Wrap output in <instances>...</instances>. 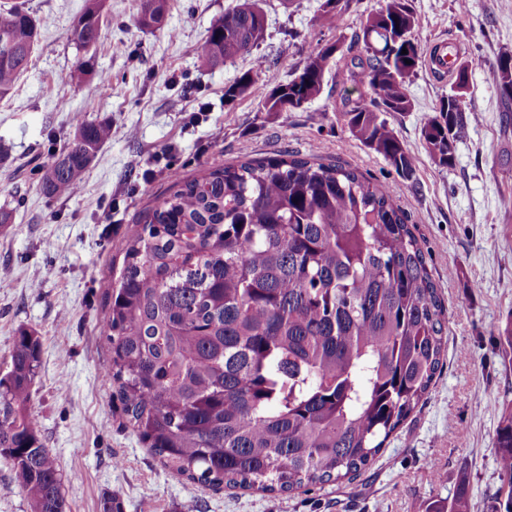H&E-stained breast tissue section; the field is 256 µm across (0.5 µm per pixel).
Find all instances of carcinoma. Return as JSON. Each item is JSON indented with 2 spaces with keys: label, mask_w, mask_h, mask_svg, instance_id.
Returning a JSON list of instances; mask_svg holds the SVG:
<instances>
[{
  "label": "carcinoma",
  "mask_w": 512,
  "mask_h": 512,
  "mask_svg": "<svg viewBox=\"0 0 512 512\" xmlns=\"http://www.w3.org/2000/svg\"><path fill=\"white\" fill-rule=\"evenodd\" d=\"M168 0H141L139 24L163 28ZM103 5L89 0L71 31L79 49L105 37ZM409 0H383L362 28L370 97L344 113L352 137L406 180L414 157L385 118L412 110L408 82L421 56ZM265 32L259 0H241L207 32L202 68L233 61ZM38 26L0 4V96L27 69ZM407 53H402V50ZM331 48L277 84L261 111L297 109L322 92ZM410 63H405V60ZM512 53L492 78L512 83ZM243 75L224 92L250 88ZM451 93L423 125L431 159L447 166L467 125ZM67 148L41 177L48 197L78 193L112 135L74 118ZM109 292L105 378L140 438L181 480L273 493L351 482L426 399L448 351L446 310L425 255L392 191L357 169L280 154L171 177L145 208ZM40 338L16 336L0 376V458L32 512H65L62 476L28 410ZM492 512H512V401L500 404ZM468 480L429 512H471Z\"/></svg>",
  "instance_id": "carcinoma-1"
}]
</instances>
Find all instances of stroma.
<instances>
[{"mask_svg": "<svg viewBox=\"0 0 512 512\" xmlns=\"http://www.w3.org/2000/svg\"><path fill=\"white\" fill-rule=\"evenodd\" d=\"M39 41L27 72L0 98V376L15 336H39L30 409L63 476L66 512H427L469 481L473 512H489L498 486L492 439L498 405L512 400V366L498 336L512 320V102L491 79L512 51V0H411L422 55L448 52L469 67L465 111L475 113L451 166L427 154L421 128L453 86L452 72L421 62L411 112L388 114L415 159L403 179L344 125L366 54L353 39L378 0H260L263 41L253 53L202 71L197 53L210 27L239 0H169L163 29L137 22L140 0H105L103 42L77 50L71 30L87 0H24ZM342 42L322 94L270 115L261 103L299 73L309 55ZM92 73H77L80 63ZM251 87L233 103L224 90ZM107 121L112 137L80 191L47 197L43 168L63 150L74 116ZM318 155L388 185L404 210L448 310V356L426 400L356 480L292 493L203 488L174 477L128 424L103 374L105 283L118 276L141 211L170 176L282 153Z\"/></svg>", "mask_w": 512, "mask_h": 512, "instance_id": "35a3bbf8", "label": "stroma"}]
</instances>
